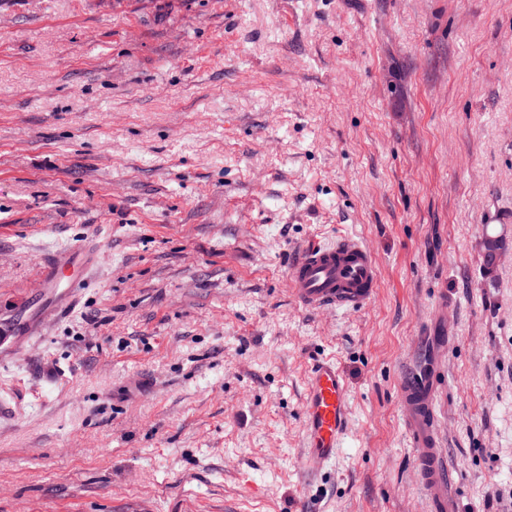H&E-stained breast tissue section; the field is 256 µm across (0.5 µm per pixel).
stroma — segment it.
I'll use <instances>...</instances> for the list:
<instances>
[{
    "label": "stroma",
    "mask_w": 512,
    "mask_h": 512,
    "mask_svg": "<svg viewBox=\"0 0 512 512\" xmlns=\"http://www.w3.org/2000/svg\"><path fill=\"white\" fill-rule=\"evenodd\" d=\"M339 235L374 297L299 306ZM324 358L350 428L310 487ZM430 362L458 512H512V0H0V512H429ZM289 286L306 308L344 309L365 305L378 281L376 259L362 241L348 236L299 251L288 268ZM85 251L79 247L72 251L55 256L45 265L43 270V279L46 283H52L56 288L64 279L68 278L69 273L79 270L81 264L86 263L84 259ZM435 371L411 376L400 386L399 400L406 409V425L414 448L415 467L430 512H456L454 478L442 464L435 412Z\"/></svg>",
    "instance_id": "obj_1"
}]
</instances>
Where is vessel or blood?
Segmentation results:
<instances>
[{
  "mask_svg": "<svg viewBox=\"0 0 512 512\" xmlns=\"http://www.w3.org/2000/svg\"><path fill=\"white\" fill-rule=\"evenodd\" d=\"M85 252L77 248L55 256L43 270L45 282L60 284L84 264ZM289 286L304 307L344 309L365 305L373 298L378 281L376 259L362 241L348 236L327 245L299 251L288 268ZM436 386L432 374L405 379L400 386L406 425L415 455L420 486L430 512H453L454 478L439 453ZM349 426L347 387L334 361H317L310 372V393L303 409L307 441L305 471L316 478L336 457Z\"/></svg>",
  "mask_w": 512,
  "mask_h": 512,
  "instance_id": "b4317fda",
  "label": "vessel or blood"
}]
</instances>
